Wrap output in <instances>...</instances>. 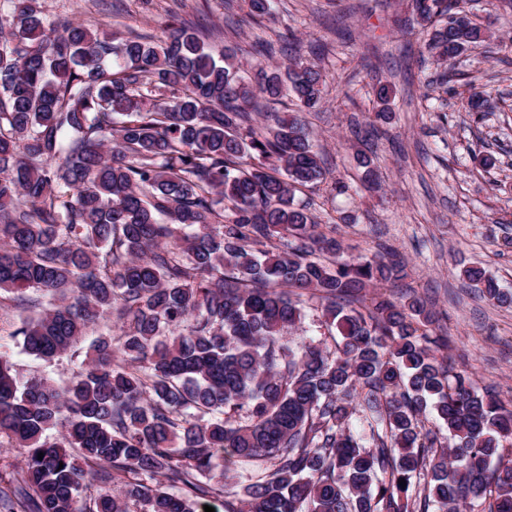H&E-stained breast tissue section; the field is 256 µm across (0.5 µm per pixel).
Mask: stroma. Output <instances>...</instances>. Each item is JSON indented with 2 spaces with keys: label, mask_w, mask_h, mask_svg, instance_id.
Instances as JSON below:
<instances>
[{
  "label": "stroma",
  "mask_w": 512,
  "mask_h": 512,
  "mask_svg": "<svg viewBox=\"0 0 512 512\" xmlns=\"http://www.w3.org/2000/svg\"><path fill=\"white\" fill-rule=\"evenodd\" d=\"M49 20L97 22L104 30L161 34L178 17L210 32L215 52L237 50L258 62L251 47L271 42L272 61H284L288 35L301 38L302 61L321 66L323 102L306 113L313 142L330 162L332 179L303 189L321 231L347 253L396 252L405 264L381 294L414 290L447 329L450 354L473 372L479 387L512 401V306L489 301L464 277L477 265L512 291V39L500 38L467 53L461 68L493 109L468 112L458 83L427 92L435 77L427 63V36L409 0H275L271 16L254 21L245 0H46ZM389 81L394 99L377 118L372 88ZM373 153L367 182L358 150ZM491 153L495 168L482 171L474 157ZM343 181L337 193L333 180ZM18 370L64 384L81 357L34 360L10 338L0 339Z\"/></svg>",
  "instance_id": "obj_1"
}]
</instances>
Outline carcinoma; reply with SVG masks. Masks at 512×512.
I'll list each match as a JSON object with an SVG mask.
<instances>
[{
  "instance_id": "obj_1",
  "label": "carcinoma",
  "mask_w": 512,
  "mask_h": 512,
  "mask_svg": "<svg viewBox=\"0 0 512 512\" xmlns=\"http://www.w3.org/2000/svg\"><path fill=\"white\" fill-rule=\"evenodd\" d=\"M7 2L0 307L26 314L8 336L52 360L101 323L119 333L65 386L0 351V439L22 455L0 512H512V410L452 364L422 296L364 304L404 276L395 253L344 256L296 199L329 175L303 120L322 70L292 56L251 77L176 18L120 38ZM498 2L482 23L468 0H411L441 80L465 79L456 64L493 36ZM374 95L390 111L392 87ZM259 98L293 108L260 122ZM464 276L512 304L483 269ZM305 295L329 338L292 346Z\"/></svg>"
}]
</instances>
